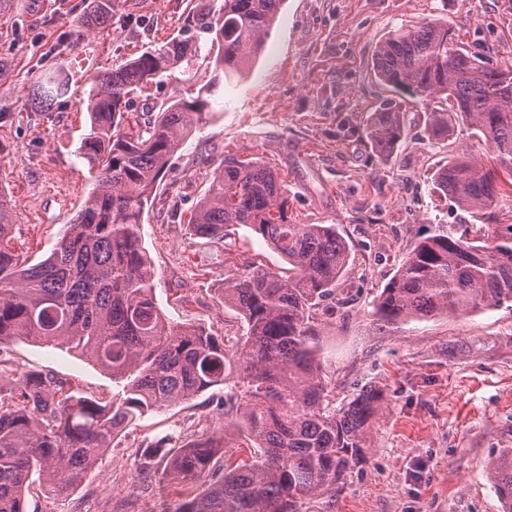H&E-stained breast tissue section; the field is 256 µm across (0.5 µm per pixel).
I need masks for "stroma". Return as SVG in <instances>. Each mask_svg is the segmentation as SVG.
<instances>
[{
    "label": "stroma",
    "mask_w": 512,
    "mask_h": 512,
    "mask_svg": "<svg viewBox=\"0 0 512 512\" xmlns=\"http://www.w3.org/2000/svg\"><path fill=\"white\" fill-rule=\"evenodd\" d=\"M87 0H0V187L13 213L12 244L39 261L49 255L92 188L77 148L88 125L90 81L134 52L178 35L190 0H120L112 23L81 43L71 37ZM445 19L483 60L512 63V0H284L252 70L213 102L206 124L171 161L141 228L154 271L156 301L175 325L199 323L235 349L245 326L218 295L250 262L281 258L251 229L220 243L190 236L187 222L224 155L255 158L277 170L295 224H333L350 248L335 318L320 330L322 357L337 403L362 388L384 406L368 435L370 453L336 503L309 512H501L486 467L491 452L512 448V306L387 324L373 301L431 225L471 223L467 212L431 189L451 151L488 154L466 125L448 140L429 139L425 102L400 97L374 76L378 43L396 29ZM88 66L72 75L69 57ZM57 72L66 96L43 107L34 90ZM205 64L176 70L137 99V110L196 97ZM400 102L406 132L392 158L366 138L370 112ZM23 372L58 375L87 396L111 399V375L62 345L23 338L0 344V384ZM233 384L210 388L136 421L114 439L82 481L58 496L30 478L27 512H174L198 492L163 493L136 476L149 440L223 434L226 454L248 441L221 410Z\"/></svg>",
    "instance_id": "1"
}]
</instances>
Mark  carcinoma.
Instances as JSON below:
<instances>
[{
  "mask_svg": "<svg viewBox=\"0 0 512 512\" xmlns=\"http://www.w3.org/2000/svg\"><path fill=\"white\" fill-rule=\"evenodd\" d=\"M283 2L224 0L217 9L214 0H193L178 35L97 75L80 145L95 186L45 259L33 263L10 246L11 205L0 192V344L25 337L67 345L123 383L109 402L48 373L23 372L0 386V512H26L32 472L59 495L147 412L231 378L230 407L253 454L234 460L224 436L203 435L163 437L136 456L139 476L201 484L174 512H304L313 499L339 496L367 461L384 396L365 388L336 407L320 354L318 326L336 316V284L350 259L336 225L291 223L283 180L262 162L226 155L213 169L189 233L220 242L245 226L288 264L282 271L254 261L224 281V305L246 325L242 350L232 354L202 326L167 322L140 235L172 158L208 119L210 98L261 50ZM114 11L115 0H90L73 42ZM200 60L212 71L196 97L132 111L151 84ZM374 71L381 84L430 104V139H447L460 119L491 154L455 155L436 173V191L479 223L453 232L434 225L376 297L373 314L396 323L512 304V224L499 223L500 173L512 178V66L485 65L450 24L427 22L380 42ZM366 135L375 152L391 156L405 135L401 106L381 102ZM487 467L502 512H512V448L492 452Z\"/></svg>",
  "mask_w": 512,
  "mask_h": 512,
  "instance_id": "1",
  "label": "carcinoma"
}]
</instances>
